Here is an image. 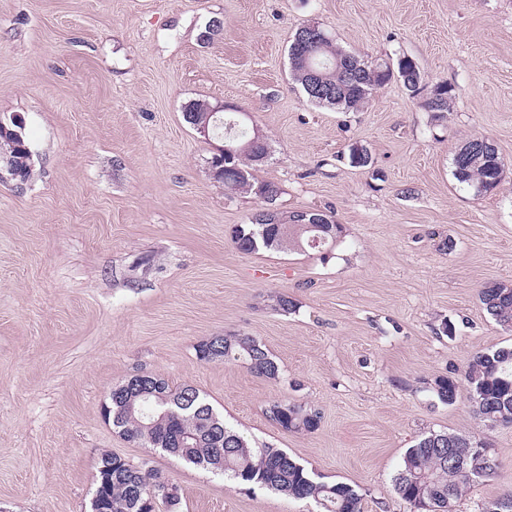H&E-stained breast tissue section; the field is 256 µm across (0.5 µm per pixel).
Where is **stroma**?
Returning a JSON list of instances; mask_svg holds the SVG:
<instances>
[{
  "label": "stroma",
  "instance_id": "stroma-1",
  "mask_svg": "<svg viewBox=\"0 0 512 512\" xmlns=\"http://www.w3.org/2000/svg\"><path fill=\"white\" fill-rule=\"evenodd\" d=\"M314 24L363 59L412 58L452 87L449 112L396 79L356 111L310 102L288 47ZM197 100L251 115L270 146L256 180L279 187L276 208L343 224L333 258L236 249L232 227L265 202L214 180L224 140L184 121ZM14 117L32 170L0 165V512H91L106 451L171 479L179 512H317L124 439L102 405L136 373L196 387L252 446L353 486L364 512H411L393 478L434 432L481 439L496 462L453 512L512 491V427L477 420L467 387L451 406L433 393L512 346L478 298L512 284V0H0V119ZM472 136L504 163L487 194L452 176ZM355 146L370 166L350 164ZM229 334L263 343L279 380L198 358ZM276 399L320 411L319 429L283 431Z\"/></svg>",
  "mask_w": 512,
  "mask_h": 512
}]
</instances>
